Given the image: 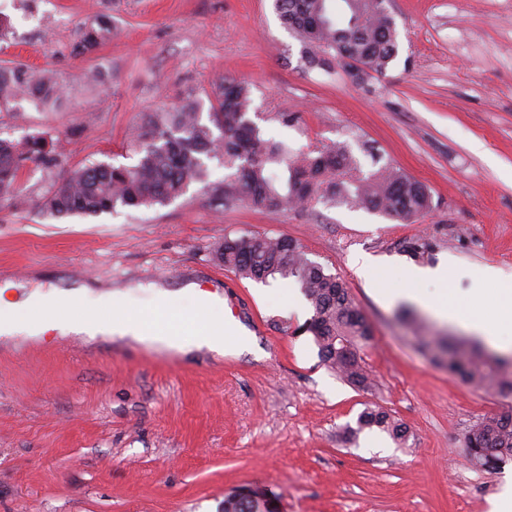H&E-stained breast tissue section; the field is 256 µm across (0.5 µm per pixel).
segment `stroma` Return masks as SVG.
I'll return each mask as SVG.
<instances>
[{
    "label": "stroma",
    "mask_w": 512,
    "mask_h": 512,
    "mask_svg": "<svg viewBox=\"0 0 512 512\" xmlns=\"http://www.w3.org/2000/svg\"><path fill=\"white\" fill-rule=\"evenodd\" d=\"M390 10L399 55L357 79L306 68L272 0H0L12 23L0 62L54 73L66 92L60 108L16 99L0 137L49 132L66 168L135 166L130 131L146 113L190 94L209 110L212 82L229 76L249 83L268 138L306 152L346 143L364 172L400 167L432 195L403 222L320 203L220 207L213 161L208 184L165 205L54 218L39 205L58 172L25 179V204L0 202V283L117 291L134 311L155 289L192 284L252 342L222 356L74 333L0 337V512H224L235 493L261 512H489L512 465H482L463 441L503 399L438 367L413 331L465 329L378 291L449 258L461 302L475 296L472 267L512 280V0H391ZM101 17L109 37L76 54ZM94 72L109 84L89 82ZM285 110L299 121L283 125ZM259 234L296 241L344 283L372 328L360 350L371 389L322 365L302 330L311 310L287 308L289 281L263 287L216 261L225 236ZM409 241L424 256L406 252ZM362 255L375 280L356 274ZM374 405L406 424L405 443L376 429L350 436Z\"/></svg>",
    "instance_id": "1"
}]
</instances>
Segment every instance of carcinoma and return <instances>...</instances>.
<instances>
[{"instance_id":"carcinoma-1","label":"carcinoma","mask_w":512,"mask_h":512,"mask_svg":"<svg viewBox=\"0 0 512 512\" xmlns=\"http://www.w3.org/2000/svg\"><path fill=\"white\" fill-rule=\"evenodd\" d=\"M273 0L282 23L302 45L310 68L342 69L358 78L369 70L381 73L398 55L396 23L385 12L386 0ZM110 28L83 33L77 52L97 46ZM63 87L48 74L34 75L21 65H0V108L27 97L43 103L59 101ZM250 86L230 77L213 82L208 121L187 101L173 110L147 115L132 133L140 154L132 168L92 163L68 171L43 198L41 208L62 218L95 216L118 206L164 205L191 184L207 181L208 162L216 159L230 171L215 186L221 204L244 202L261 211L284 210L320 202L348 205L408 221L431 208L427 187L401 169L385 165L366 173L345 144L312 152H293L266 138L249 117ZM53 171L64 166L47 132L17 141L0 139V201L23 202L21 177L26 167ZM215 257L224 267L256 282L291 279L300 288L312 315L303 327L311 334L323 362L358 389L371 385L359 350L372 339L371 329L346 287L335 275L310 261L301 246L287 238L224 236ZM454 352L446 370L461 382L487 388L512 399V356L491 352L465 341L447 344ZM377 428L404 442L408 428L380 406L358 416L357 430ZM464 447L486 465L512 459V404L490 413L468 430ZM247 498H227L224 512H258Z\"/></svg>"}]
</instances>
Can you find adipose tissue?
Listing matches in <instances>:
<instances>
[{
  "instance_id": "1",
  "label": "adipose tissue",
  "mask_w": 512,
  "mask_h": 512,
  "mask_svg": "<svg viewBox=\"0 0 512 512\" xmlns=\"http://www.w3.org/2000/svg\"><path fill=\"white\" fill-rule=\"evenodd\" d=\"M448 274L447 263L433 267H415L406 274L407 285L384 291L387 301L407 300L430 310L441 321L461 326L489 345L512 349V284L497 289L482 300L480 308L490 310L493 321L461 312L453 297L441 295L428 299L418 289L420 283L441 281ZM12 282L0 285V335L22 332L37 336L46 330L61 334L82 333L88 336L129 338L161 345L181 353L203 346L218 353L236 354L246 344L242 330L225 322L219 303L211 298L193 299L192 288L177 291L158 289L151 309L132 312L126 309L119 293L103 292L98 296L96 311L73 316L79 307L82 289L57 291L46 295L30 292L24 299H9Z\"/></svg>"
}]
</instances>
